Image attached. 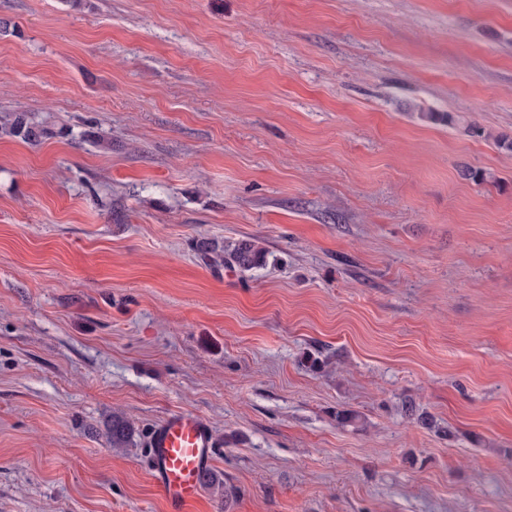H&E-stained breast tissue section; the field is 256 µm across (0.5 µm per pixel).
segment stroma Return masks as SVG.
<instances>
[{
    "label": "stroma",
    "mask_w": 512,
    "mask_h": 512,
    "mask_svg": "<svg viewBox=\"0 0 512 512\" xmlns=\"http://www.w3.org/2000/svg\"><path fill=\"white\" fill-rule=\"evenodd\" d=\"M17 111L0 512H165L174 411L218 441L186 512H512V0H0ZM6 133L28 143L38 142L47 135L46 129L31 122L26 112L14 113ZM267 251L256 241L245 240L235 245L225 258L241 269L247 270L262 266L267 260ZM110 433L112 446L122 448L130 443L134 428L123 416L112 415Z\"/></svg>",
    "instance_id": "stroma-1"
}]
</instances>
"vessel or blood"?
<instances>
[{"label": "vessel or blood", "mask_w": 512, "mask_h": 512, "mask_svg": "<svg viewBox=\"0 0 512 512\" xmlns=\"http://www.w3.org/2000/svg\"><path fill=\"white\" fill-rule=\"evenodd\" d=\"M147 464L167 512H184L200 492L216 443L210 423L197 414L173 412L147 436Z\"/></svg>", "instance_id": "b4317fda"}]
</instances>
